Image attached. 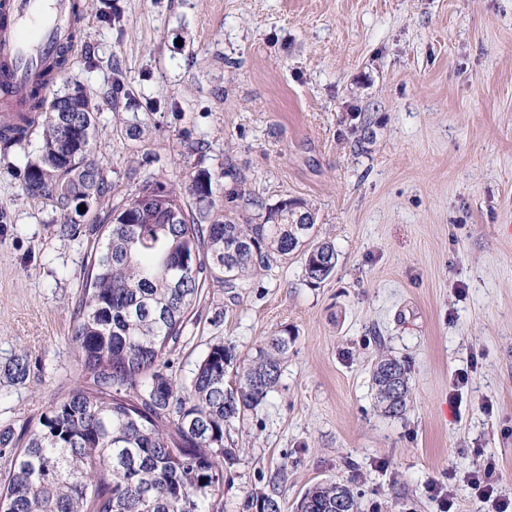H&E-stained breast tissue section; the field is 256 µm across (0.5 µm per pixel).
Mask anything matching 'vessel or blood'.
<instances>
[{"label":"vessel or blood","mask_w":512,"mask_h":512,"mask_svg":"<svg viewBox=\"0 0 512 512\" xmlns=\"http://www.w3.org/2000/svg\"><path fill=\"white\" fill-rule=\"evenodd\" d=\"M83 18L74 0H0V109L24 111L57 50L73 45Z\"/></svg>","instance_id":"obj_1"}]
</instances>
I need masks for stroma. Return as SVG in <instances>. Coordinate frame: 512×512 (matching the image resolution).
<instances>
[{
    "label": "stroma",
    "instance_id": "35a3bbf8",
    "mask_svg": "<svg viewBox=\"0 0 512 512\" xmlns=\"http://www.w3.org/2000/svg\"><path fill=\"white\" fill-rule=\"evenodd\" d=\"M77 41L64 77L97 98L112 184L79 223H110L147 177L205 170L207 222L299 199L336 247L320 284L294 254L242 288L208 280L187 319L180 383L210 344L294 338L277 389L224 437L221 512H249L280 469L281 512L326 480L360 512H440L431 483L490 457L512 499V0H86ZM37 145L0 159V370L31 366L0 373V429L85 381L68 338L94 240L60 238L51 202L25 195ZM233 187L262 209L227 202ZM383 354L408 367L401 419L374 404Z\"/></svg>",
    "mask_w": 512,
    "mask_h": 512
}]
</instances>
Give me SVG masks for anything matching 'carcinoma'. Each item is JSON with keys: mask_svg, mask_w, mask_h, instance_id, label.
I'll use <instances>...</instances> for the list:
<instances>
[{"mask_svg": "<svg viewBox=\"0 0 512 512\" xmlns=\"http://www.w3.org/2000/svg\"><path fill=\"white\" fill-rule=\"evenodd\" d=\"M68 63L62 48L45 71V96L32 92L29 111L41 113V132L25 166L24 191L52 202L60 214L59 236L96 235L69 337L89 383L52 405L38 422H27L19 435L11 427L0 431V446L10 449L9 467L0 478V512H215L223 464L236 457V449L224 447L226 430L243 422L277 386L293 338L286 329L274 333L241 361L233 348L214 343L186 384L164 372L166 356L179 343L209 278L222 274L235 285L256 268L300 251L306 277L318 284L333 274L336 249L318 239L315 225L296 223V213L305 211L296 200L268 210L261 224L188 219L184 195L201 211L213 204L206 170L189 175L178 188L154 178L143 181L138 194L153 186L162 190L179 215L173 223L137 208L135 197L106 226L74 221L71 209L104 197L111 185L94 160L96 98L78 83L57 86ZM68 90L80 127L64 137L53 100ZM30 123L29 118L4 122L3 147L22 143ZM184 262L197 265V273L177 282L170 270ZM230 369L233 386L225 381ZM29 374L25 355L4 369L16 382ZM372 381L376 409L404 417L410 394L405 364L380 359ZM341 495L352 505L358 500L346 483L316 484L302 495L296 512H338ZM248 507L281 512L277 480L269 481V491L251 495Z\"/></svg>", "mask_w": 512, "mask_h": 512, "instance_id": "cac0c4a2", "label": "carcinoma"}]
</instances>
